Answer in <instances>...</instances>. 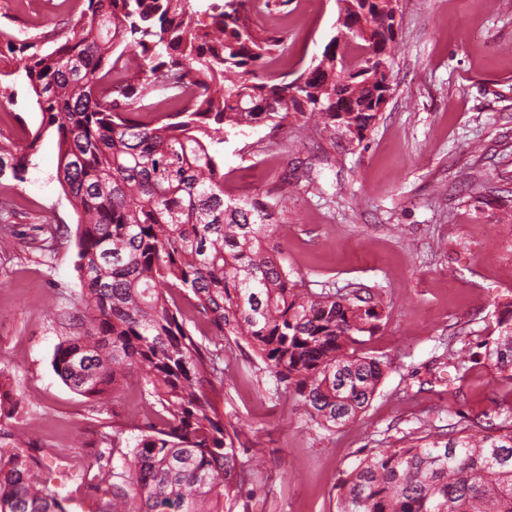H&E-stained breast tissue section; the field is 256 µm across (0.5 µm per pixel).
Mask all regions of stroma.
I'll return each mask as SVG.
<instances>
[{
    "label": "stroma",
    "mask_w": 512,
    "mask_h": 512,
    "mask_svg": "<svg viewBox=\"0 0 512 512\" xmlns=\"http://www.w3.org/2000/svg\"><path fill=\"white\" fill-rule=\"evenodd\" d=\"M269 0L266 25L285 18L288 59L261 76H296L334 34L336 0ZM86 0H0V28L37 37L66 30ZM392 91L362 141L337 129H245L224 145V190L273 199L278 178L298 185L275 239L289 269L312 289L359 285L386 307L367 352L389 365L356 422L314 429L285 385L246 342L224 339L225 423L240 460L257 473L234 512H337L336 484L355 461L415 438L439 439L492 412L505 390L481 345L512 302V0H399ZM0 103V129L24 144L42 137L22 178L0 176L13 211L11 250L0 252V380L17 417L54 467L72 502L88 512L107 469L103 437L130 441L160 426V408L129 376L114 397L93 401L54 373L57 312L75 311L80 283L78 215L56 178L55 129L24 80ZM59 230L52 255L44 226ZM471 361L464 378L449 351Z\"/></svg>",
    "instance_id": "obj_1"
}]
</instances>
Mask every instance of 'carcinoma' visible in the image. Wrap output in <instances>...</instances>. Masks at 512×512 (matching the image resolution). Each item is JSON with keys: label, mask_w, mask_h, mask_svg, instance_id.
Segmentation results:
<instances>
[{"label": "carcinoma", "mask_w": 512, "mask_h": 512, "mask_svg": "<svg viewBox=\"0 0 512 512\" xmlns=\"http://www.w3.org/2000/svg\"><path fill=\"white\" fill-rule=\"evenodd\" d=\"M70 19L72 36L6 41L0 78L21 76L43 121L56 129L57 179L80 215L78 313L62 312L52 367L76 393L101 400L140 370L145 393L165 413L120 447V464L98 487L92 512H233L253 468L238 457L239 435L224 424V337L238 336L270 368L309 420L331 431L356 421L387 362L361 352L383 321L382 306L359 288L302 287L274 243L283 197L264 201L224 191L226 137L317 119L362 141L378 113V89L363 77L371 58L392 63L390 0H338L352 35L336 37L291 81L255 82V68L285 54L281 35L255 20L251 0H87ZM208 17L211 22L202 20ZM54 44L51 49L45 48ZM307 110L291 112L288 95ZM181 97L154 111L156 95ZM40 132L0 144V176L20 177ZM0 205V250L12 241ZM194 298L210 327L174 297ZM498 334L482 343L486 366L512 392V303ZM18 401L0 391V512H71L46 456L9 423ZM448 440L385 448L344 472L338 512H512V407Z\"/></svg>", "instance_id": "1"}]
</instances>
